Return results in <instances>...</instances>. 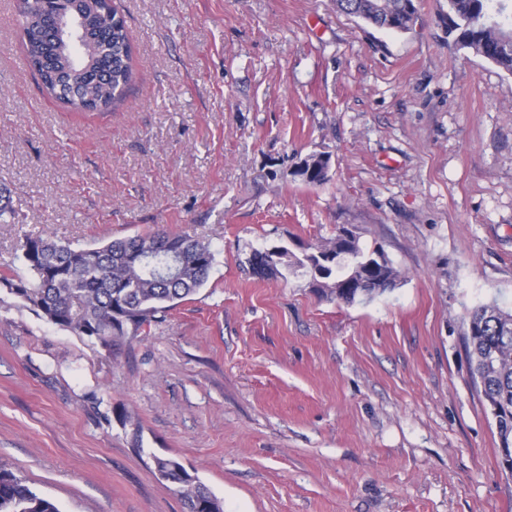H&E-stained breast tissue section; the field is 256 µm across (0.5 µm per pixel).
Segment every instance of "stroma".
Segmentation results:
<instances>
[{"mask_svg":"<svg viewBox=\"0 0 512 512\" xmlns=\"http://www.w3.org/2000/svg\"><path fill=\"white\" fill-rule=\"evenodd\" d=\"M116 5L135 77L118 110L77 114L0 0V274L26 278L16 243L45 232L186 229L215 263L109 350L0 288V463L60 512H186L157 456L224 512H512L465 336L473 306L512 309V74L449 47L447 0L405 32L334 0ZM315 152L320 186L293 175ZM342 227L394 289L346 304L252 275L253 252Z\"/></svg>","mask_w":512,"mask_h":512,"instance_id":"obj_1","label":"stroma"}]
</instances>
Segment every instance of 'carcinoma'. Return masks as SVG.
I'll return each mask as SVG.
<instances>
[{
  "label": "carcinoma",
  "instance_id": "carcinoma-1",
  "mask_svg": "<svg viewBox=\"0 0 512 512\" xmlns=\"http://www.w3.org/2000/svg\"><path fill=\"white\" fill-rule=\"evenodd\" d=\"M344 13L379 29L407 31L417 7L412 0H336ZM29 66L41 75L47 94L76 111L117 107L134 77L133 47L126 22L100 0H72L68 21L80 23L85 53L74 59L70 45L58 48L46 39L41 13L20 11ZM448 34L457 50H471L512 73V0H448ZM181 250L179 267L169 266L172 247ZM321 252L301 258L284 248L278 261L256 251L249 259L253 273L274 275L284 266L311 278H334L346 288L339 301H371L401 278L381 247L365 249L360 237L342 247L339 236L319 245ZM17 259L29 279L18 282L0 275V286L32 306L54 325L98 341L106 349L189 296L208 279L214 264L209 244L189 231L153 232L113 240L96 247L74 248L49 236L25 235ZM470 354L486 399L499 405L496 421L500 442L512 446V313L497 304L471 310L466 330ZM174 458L156 459V469L172 475L187 512H224V501L198 478L182 479ZM0 512H59L34 493L11 469L0 464Z\"/></svg>",
  "mask_w": 512,
  "mask_h": 512
}]
</instances>
